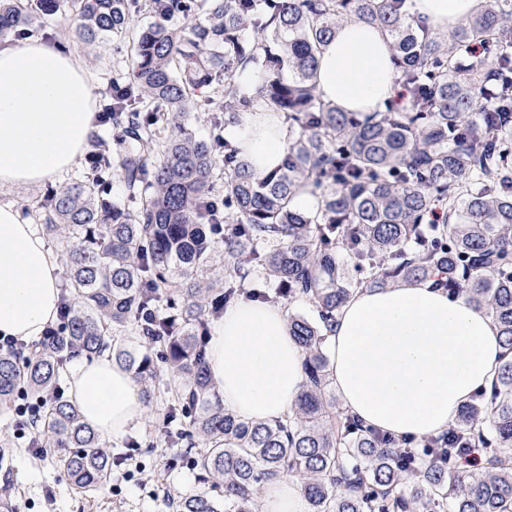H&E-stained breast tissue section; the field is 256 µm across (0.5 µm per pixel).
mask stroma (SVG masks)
<instances>
[{"label":"stroma","mask_w":512,"mask_h":512,"mask_svg":"<svg viewBox=\"0 0 512 512\" xmlns=\"http://www.w3.org/2000/svg\"><path fill=\"white\" fill-rule=\"evenodd\" d=\"M74 28V19L65 10L37 15L32 23L34 34L40 35L45 43L76 51L91 76L97 100H105L113 82L129 76V36L114 35L88 48L77 40ZM157 417V409L147 408L129 438L111 442L112 447L123 448L128 439H136V458L142 462V470L129 475L113 471L103 488L84 494L68 483L53 453H45L40 459L33 457L24 441L14 436L12 414L0 413V446L10 451L7 463L0 465V485L7 483L12 488V512H165L164 493L200 491L202 485L196 471L169 468V459L179 449L156 427Z\"/></svg>","instance_id":"obj_1"}]
</instances>
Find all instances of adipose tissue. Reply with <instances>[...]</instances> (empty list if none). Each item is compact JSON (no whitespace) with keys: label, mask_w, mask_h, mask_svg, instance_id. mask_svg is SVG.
<instances>
[{"label":"adipose tissue","mask_w":512,"mask_h":512,"mask_svg":"<svg viewBox=\"0 0 512 512\" xmlns=\"http://www.w3.org/2000/svg\"><path fill=\"white\" fill-rule=\"evenodd\" d=\"M434 30L448 31L484 0H410ZM387 34L358 18L338 27L319 54L316 88L325 102L364 115L397 91ZM90 78L73 51L24 37L0 44V188L41 186L68 173L95 129ZM258 174L278 166L286 143L274 112H247L229 134ZM58 259L36 224L0 205V336L32 340L57 318ZM342 403L365 425L396 437L444 431L487 387L503 356L499 330L463 293L425 281L355 293L327 338ZM210 374L226 410L245 420L285 418L305 381L302 355L277 305L242 300L214 321ZM70 391L103 436L126 435L145 412L130 372L111 358L81 359ZM263 512H310L298 480L266 483Z\"/></svg>","instance_id":"ef3b65f1"}]
</instances>
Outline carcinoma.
<instances>
[{
  "mask_svg": "<svg viewBox=\"0 0 512 512\" xmlns=\"http://www.w3.org/2000/svg\"><path fill=\"white\" fill-rule=\"evenodd\" d=\"M63 7L85 45L130 33L132 72L104 105L116 148L93 133L85 179L48 193L33 216L62 244L60 323L50 339L0 352V412L50 398L35 421L43 445L75 488L106 483L119 453L54 392L72 357L108 349L147 405L161 401L162 427L178 426L172 443L196 449L188 462L206 488L167 496V512H254L259 485L287 475L311 512H512V0H486L446 33L407 0H0V37ZM141 11L158 21L132 26ZM175 16L189 23L166 26ZM351 16L386 32L406 87L363 119L316 91L320 47ZM247 62L263 72L251 96L235 82ZM213 101L202 140L183 120ZM259 107L288 122L284 160L267 175L220 144L224 126ZM109 175L121 203L107 197ZM301 189L315 214L292 206ZM433 211L442 223L431 228ZM260 270L316 312L287 316L305 382L274 423L224 409L204 344L226 306L267 299ZM427 280L486 309L505 354L460 408L458 437L423 438L417 454L414 440L336 405L326 331L357 290ZM128 327L138 344L120 340ZM155 352L173 377L162 389ZM459 443L485 466L459 475Z\"/></svg>",
  "mask_w": 512,
  "mask_h": 512,
  "instance_id": "obj_1",
  "label": "carcinoma"
}]
</instances>
